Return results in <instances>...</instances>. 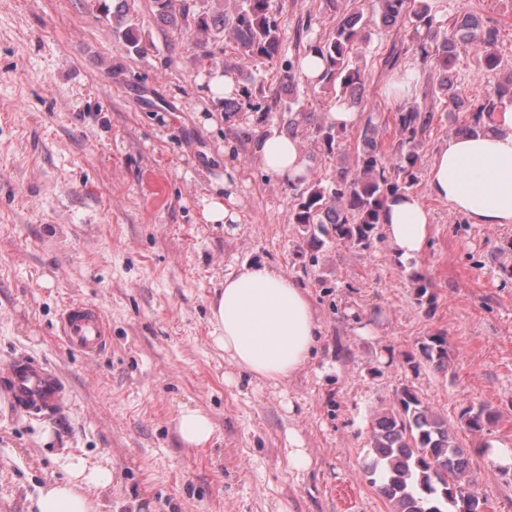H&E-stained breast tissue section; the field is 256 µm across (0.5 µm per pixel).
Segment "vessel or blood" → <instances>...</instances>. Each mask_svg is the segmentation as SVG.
Segmentation results:
<instances>
[{"mask_svg": "<svg viewBox=\"0 0 512 512\" xmlns=\"http://www.w3.org/2000/svg\"><path fill=\"white\" fill-rule=\"evenodd\" d=\"M60 333L70 349L90 358L106 348L110 326L98 307L72 303L62 311ZM0 390L17 413L32 419L59 414L69 404L60 374L32 356L14 357L0 368Z\"/></svg>", "mask_w": 512, "mask_h": 512, "instance_id": "vessel-or-blood-1", "label": "vessel or blood"}]
</instances>
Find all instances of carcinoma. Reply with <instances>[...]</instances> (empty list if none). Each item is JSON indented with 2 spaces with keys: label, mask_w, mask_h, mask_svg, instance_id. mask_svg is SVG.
<instances>
[{
  "label": "carcinoma",
  "mask_w": 512,
  "mask_h": 512,
  "mask_svg": "<svg viewBox=\"0 0 512 512\" xmlns=\"http://www.w3.org/2000/svg\"><path fill=\"white\" fill-rule=\"evenodd\" d=\"M153 0L154 15L165 26L190 32L195 47L203 50L214 70L237 73V96L224 99V111L244 109L262 111L255 94L265 93L264 84L253 74L249 63L273 59L280 54L282 32L273 0H237V7L224 11V0ZM337 17L334 32L322 42L307 45L319 54L325 65L320 82L336 84V96L353 112H363L365 70L353 62L354 46L365 38L366 29L376 23L392 27L407 18L409 0H376L375 16L364 15L357 6L344 0H324ZM112 16L113 32L130 53L141 54L135 29L129 25L125 0H118ZM412 38L422 59L433 56L443 79L439 92L448 108L466 106L463 91L455 85L451 70L463 47L482 51L484 68L495 70L501 57L494 52L498 32L477 16L466 12L448 31L440 30L431 16L429 5L412 10ZM235 45L238 60L224 59L220 45ZM512 102V76L498 85L494 95L471 110L472 123L457 133H477L499 111L504 101ZM433 115L411 108L398 115L404 140L388 156L376 138L378 126L374 113L366 115L360 133V151L356 167L340 170L327 180L304 177L294 184L297 204L293 223L304 227L317 225L326 235L355 247L368 248L380 235L388 202L418 183L419 155L416 142L430 126ZM345 131L334 123L315 125L317 143L330 153ZM425 362L439 370L448 369V348L444 336L435 334L421 344ZM495 415L484 405L469 406L459 416L460 426L481 432ZM372 453L363 466L364 475L391 504L392 512H485L487 500L473 488L469 453L462 448L455 431L443 419L424 406L408 387L397 395L395 404L375 414L370 435Z\"/></svg>",
  "instance_id": "1"
}]
</instances>
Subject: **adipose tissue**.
Wrapping results in <instances>:
<instances>
[{
    "label": "adipose tissue",
    "instance_id": "1",
    "mask_svg": "<svg viewBox=\"0 0 512 512\" xmlns=\"http://www.w3.org/2000/svg\"><path fill=\"white\" fill-rule=\"evenodd\" d=\"M258 154L264 169L280 177L294 181L307 172L296 137L265 135ZM426 189L469 223L512 224V104L494 114L488 132L450 137L429 166ZM431 232V215L417 196L389 201L383 234L396 259H418ZM210 325L225 361L250 381L275 387L306 369L322 336L308 291L265 265L246 264L225 274ZM65 469L67 479L42 487L31 512H97L90 492L111 484L109 467L72 456Z\"/></svg>",
    "mask_w": 512,
    "mask_h": 512
}]
</instances>
